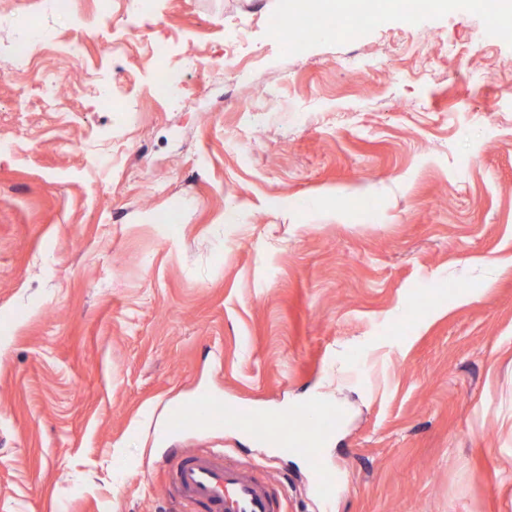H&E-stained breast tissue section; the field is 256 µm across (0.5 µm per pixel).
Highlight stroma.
Segmentation results:
<instances>
[{"mask_svg":"<svg viewBox=\"0 0 512 512\" xmlns=\"http://www.w3.org/2000/svg\"><path fill=\"white\" fill-rule=\"evenodd\" d=\"M479 2L384 0L298 51L281 0H114L106 52L95 0H0V512H181L175 448L284 512H512V38ZM200 394L338 422L315 464L168 431Z\"/></svg>","mask_w":512,"mask_h":512,"instance_id":"35a3bbf8","label":"stroma"}]
</instances>
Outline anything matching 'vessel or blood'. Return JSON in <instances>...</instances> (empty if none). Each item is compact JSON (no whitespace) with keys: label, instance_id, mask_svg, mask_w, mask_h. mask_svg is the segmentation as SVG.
Returning <instances> with one entry per match:
<instances>
[{"label":"vessel or blood","instance_id":"b4317fda","mask_svg":"<svg viewBox=\"0 0 512 512\" xmlns=\"http://www.w3.org/2000/svg\"><path fill=\"white\" fill-rule=\"evenodd\" d=\"M223 412L218 401L203 397L192 407L172 413L169 423L172 428L184 429L200 416L211 418ZM243 422L255 444L265 446L274 439L280 447L302 449L312 458L335 418L330 412H319L300 431L289 430L284 418L274 425L251 416L244 417ZM167 492L187 512H280L281 508L280 495L273 485L257 478L251 467L228 461L223 452L209 449L176 454Z\"/></svg>","mask_w":512,"mask_h":512}]
</instances>
